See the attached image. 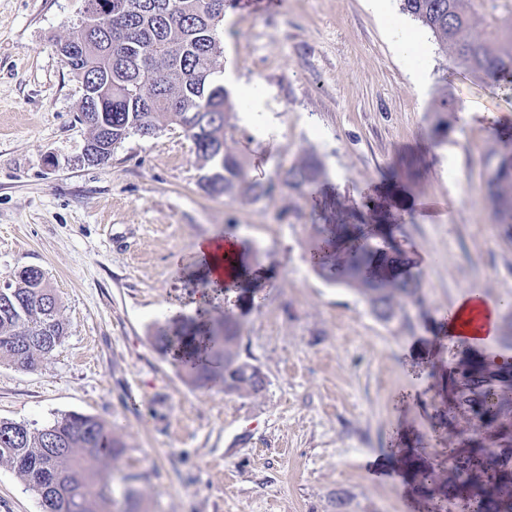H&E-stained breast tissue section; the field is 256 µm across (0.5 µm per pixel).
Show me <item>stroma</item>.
<instances>
[{"instance_id":"obj_1","label":"stroma","mask_w":512,"mask_h":512,"mask_svg":"<svg viewBox=\"0 0 512 512\" xmlns=\"http://www.w3.org/2000/svg\"><path fill=\"white\" fill-rule=\"evenodd\" d=\"M83 6L0 0V284L40 268L67 327L38 368L0 363V420L95 416L126 445L113 487L138 512H426L388 451L416 448L444 469L474 434L464 411L445 423L441 378L461 348L442 321L464 291L512 301V234L492 216L484 162L512 136V86L451 69L399 0L383 15L371 0H227L218 79L252 87L258 109L235 104L227 141L246 183L213 195L173 124L87 162L83 90L58 51ZM402 32L417 52L398 51ZM445 89L459 106L434 142ZM311 152L326 171L312 193L253 194ZM388 191L423 304L386 323L310 254L312 223L368 212ZM209 235L254 252L250 280L207 310L238 321L242 357L268 379L257 397L225 392L220 376L195 388L154 341L157 327L199 323L194 245ZM0 512H42L6 467Z\"/></svg>"}]
</instances>
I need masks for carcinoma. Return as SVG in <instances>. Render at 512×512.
Listing matches in <instances>:
<instances>
[{"instance_id":"obj_1","label":"carcinoma","mask_w":512,"mask_h":512,"mask_svg":"<svg viewBox=\"0 0 512 512\" xmlns=\"http://www.w3.org/2000/svg\"><path fill=\"white\" fill-rule=\"evenodd\" d=\"M115 2L84 0V12L106 15ZM124 2L130 4L127 11L110 13L112 29L125 30L132 47L106 42L99 29L82 27L72 38L84 49L67 64L73 75L98 83L103 102L92 119V141L106 147L145 127L155 132L163 121L177 125L211 171L205 188L231 192L245 180V161L226 147L212 152L213 145L226 144L233 109L229 91L216 79L224 0H170L175 6L170 13L153 9L156 0ZM503 7L501 0H400L402 13L432 32L449 65L512 84V9ZM457 105L455 95L444 91L433 108V136L448 131ZM323 176L322 163L310 155L251 190L261 196L280 184L303 194ZM486 197L496 223L512 228V151L491 155ZM312 229L330 250L343 254L339 262L318 259V274L358 291L378 319L389 322L405 303L419 302L420 280L409 272L410 259L395 241L394 227L314 224ZM11 290L0 298V362L33 369L66 335L59 300L38 268L21 269ZM155 340L188 368L185 376L195 387L207 386L220 361L224 379L232 381L225 392L262 393L247 375L238 351L240 326L229 315L192 336L159 329ZM459 345L462 356L445 380L448 399L454 408L468 407L483 440L461 443L444 471L432 469L412 450L401 454V462L426 501L512 512V356L486 354L465 340ZM51 426V435L28 426L16 438L14 424L0 421V467H10L37 495L52 496L54 512H100L111 495V465L125 444L90 415L68 414ZM49 448L59 452L51 455Z\"/></svg>"}]
</instances>
